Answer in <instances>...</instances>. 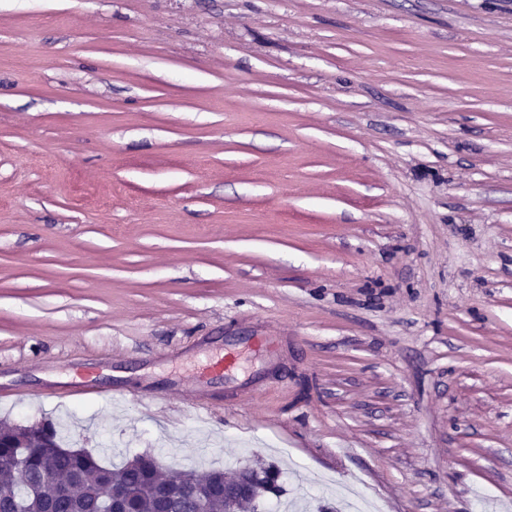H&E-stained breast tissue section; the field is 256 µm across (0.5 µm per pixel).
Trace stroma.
Instances as JSON below:
<instances>
[{
  "instance_id": "obj_1",
  "label": "stroma",
  "mask_w": 512,
  "mask_h": 512,
  "mask_svg": "<svg viewBox=\"0 0 512 512\" xmlns=\"http://www.w3.org/2000/svg\"><path fill=\"white\" fill-rule=\"evenodd\" d=\"M0 422L512 512V0H0Z\"/></svg>"
}]
</instances>
